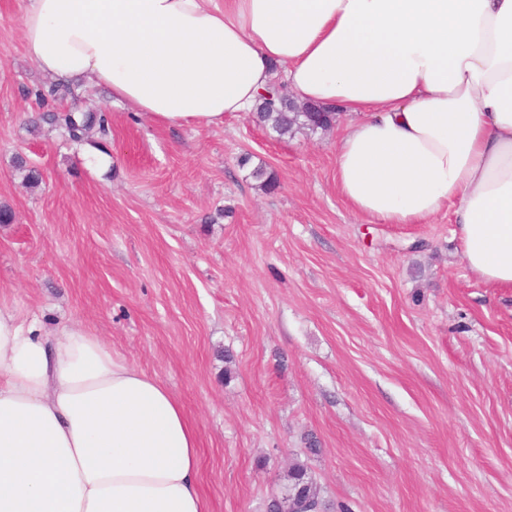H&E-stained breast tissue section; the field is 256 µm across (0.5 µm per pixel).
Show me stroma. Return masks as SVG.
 <instances>
[{"instance_id":"obj_1","label":"stroma","mask_w":512,"mask_h":512,"mask_svg":"<svg viewBox=\"0 0 512 512\" xmlns=\"http://www.w3.org/2000/svg\"><path fill=\"white\" fill-rule=\"evenodd\" d=\"M27 4L0 0V308L89 329L161 381L198 430L210 512H266L311 436L330 507L512 512V288L470 272L451 211L357 214L340 127H171L89 78L74 109L110 130L73 143L41 120L61 105L35 96Z\"/></svg>"}]
</instances>
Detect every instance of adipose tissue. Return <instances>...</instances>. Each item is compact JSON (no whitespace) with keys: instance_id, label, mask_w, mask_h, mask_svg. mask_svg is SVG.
Segmentation results:
<instances>
[{"instance_id":"ef3b65f1","label":"adipose tissue","mask_w":512,"mask_h":512,"mask_svg":"<svg viewBox=\"0 0 512 512\" xmlns=\"http://www.w3.org/2000/svg\"><path fill=\"white\" fill-rule=\"evenodd\" d=\"M23 38L52 81L168 125L250 112L283 72L347 116L355 211L453 210L470 271L512 288V0H29ZM0 512H208L197 430L99 336L0 309Z\"/></svg>"}]
</instances>
